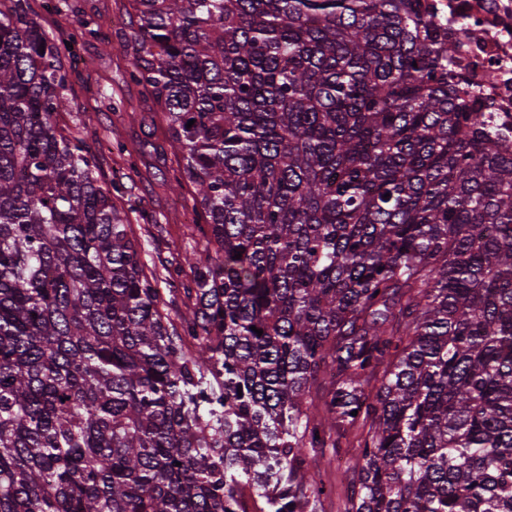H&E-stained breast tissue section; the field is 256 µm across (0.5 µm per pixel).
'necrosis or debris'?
<instances>
[{
    "label": "necrosis or debris",
    "instance_id": "obj_1",
    "mask_svg": "<svg viewBox=\"0 0 512 512\" xmlns=\"http://www.w3.org/2000/svg\"><path fill=\"white\" fill-rule=\"evenodd\" d=\"M455 43L450 68L478 97L493 133L512 146V0H427Z\"/></svg>",
    "mask_w": 512,
    "mask_h": 512
}]
</instances>
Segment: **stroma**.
Listing matches in <instances>:
<instances>
[{
    "instance_id": "35a3bbf8",
    "label": "stroma",
    "mask_w": 512,
    "mask_h": 512,
    "mask_svg": "<svg viewBox=\"0 0 512 512\" xmlns=\"http://www.w3.org/2000/svg\"><path fill=\"white\" fill-rule=\"evenodd\" d=\"M28 6L53 36L85 22L97 26V36L78 41L67 66L68 109L58 121L96 156L100 180L118 185L112 199L128 216L146 272L163 282L173 265L189 277V261L206 259L212 248L191 224L190 190L172 187L177 158L157 106L127 77L136 26L128 0H28ZM346 467L330 451L313 463L310 477L328 490L317 512H342Z\"/></svg>"
}]
</instances>
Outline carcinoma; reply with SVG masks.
<instances>
[{
  "label": "carcinoma",
  "instance_id": "obj_1",
  "mask_svg": "<svg viewBox=\"0 0 512 512\" xmlns=\"http://www.w3.org/2000/svg\"><path fill=\"white\" fill-rule=\"evenodd\" d=\"M10 3L0 512H313L352 434L344 512H512V151L423 0H129L215 246L168 299Z\"/></svg>",
  "mask_w": 512,
  "mask_h": 512
}]
</instances>
